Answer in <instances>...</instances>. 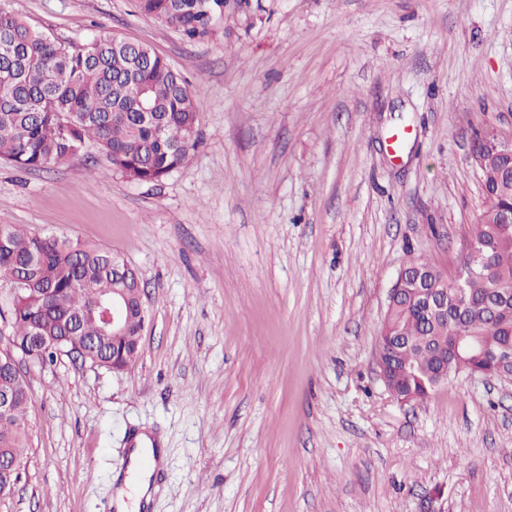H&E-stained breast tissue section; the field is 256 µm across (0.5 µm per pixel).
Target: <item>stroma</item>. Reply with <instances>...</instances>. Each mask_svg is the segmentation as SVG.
I'll list each match as a JSON object with an SVG mask.
<instances>
[{"instance_id": "35a3bbf8", "label": "stroma", "mask_w": 512, "mask_h": 512, "mask_svg": "<svg viewBox=\"0 0 512 512\" xmlns=\"http://www.w3.org/2000/svg\"><path fill=\"white\" fill-rule=\"evenodd\" d=\"M1 11L147 44L203 106L157 184L92 146L0 161V226L120 253L148 315L123 372L28 368L29 465L0 512H116L137 435L165 452L148 512H512V381L402 404L375 366L403 265L457 274L483 207L470 142L512 129V0H228L194 42L135 0Z\"/></svg>"}]
</instances>
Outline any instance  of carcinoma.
Returning <instances> with one entry per match:
<instances>
[{"label": "carcinoma", "mask_w": 512, "mask_h": 512, "mask_svg": "<svg viewBox=\"0 0 512 512\" xmlns=\"http://www.w3.org/2000/svg\"><path fill=\"white\" fill-rule=\"evenodd\" d=\"M138 10L178 30L189 40L213 34L214 17L224 14V0H136ZM200 96L190 90L181 73L144 44L96 34L82 44L62 43L13 15L0 13V159L25 169L61 165L85 145L106 157L108 171L139 183L161 181L181 166L197 144ZM484 206L465 241L485 247L486 262L471 278L466 293L448 288V318H463L471 335L487 348L484 359H448V376L474 370L512 378V363H495L493 354L512 345V308L494 317L489 313L492 290L512 289V224L498 223L502 209L512 205V180L488 178ZM0 270L22 274L18 291L0 308L9 315L16 341L30 331L63 338L68 349L98 338L87 362L113 372L136 358L147 312L140 308L137 276L112 279V259L119 254L94 243L54 236L29 235L19 229L0 231ZM403 273L422 274L428 287L443 288L436 266L411 259ZM123 288L125 336L118 354L112 337L100 336L90 318L68 327L69 319L89 313L100 299ZM400 333L414 369L396 367L387 389L399 398L428 399L441 370L440 349L448 345L450 326L426 308L397 298L389 305L382 341ZM13 394V414L0 415V457L15 467L21 479L26 417L30 402L28 380L21 382L0 371V391Z\"/></svg>", "instance_id": "1"}]
</instances>
